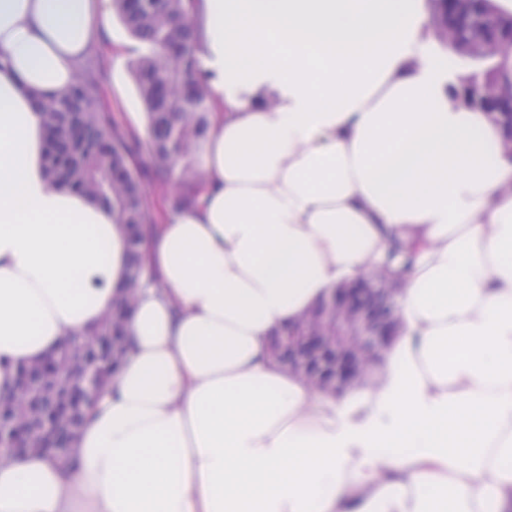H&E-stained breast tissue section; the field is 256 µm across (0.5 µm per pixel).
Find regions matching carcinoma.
I'll list each match as a JSON object with an SVG mask.
<instances>
[{"label":"carcinoma","mask_w":512,"mask_h":512,"mask_svg":"<svg viewBox=\"0 0 512 512\" xmlns=\"http://www.w3.org/2000/svg\"><path fill=\"white\" fill-rule=\"evenodd\" d=\"M195 0H112V10L144 52L132 75L146 114V138L122 127L103 104V69L79 66L62 95L34 98L45 134L48 185L80 194L124 227L128 273L119 301L98 325L70 338L47 362L21 364L14 390L0 396V419L14 425L23 447L73 466L71 443L102 391L112 383L125 353V324L143 280L151 279L147 243L165 212L191 207L200 177L198 159L211 126L210 87L197 56ZM309 311L289 333L313 323L331 335L339 324ZM92 361L95 387L80 372Z\"/></svg>","instance_id":"cac0c4a2"}]
</instances>
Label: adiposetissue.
Listing matches in <instances>:
<instances>
[{
	"mask_svg": "<svg viewBox=\"0 0 512 512\" xmlns=\"http://www.w3.org/2000/svg\"><path fill=\"white\" fill-rule=\"evenodd\" d=\"M106 0H0V394L111 310L120 225L48 187ZM213 122L195 207L149 245L128 355L71 470L0 461V512H512V159L456 98L425 0H199ZM400 266L399 329L344 395L268 356Z\"/></svg>",
	"mask_w": 512,
	"mask_h": 512,
	"instance_id": "ef3b65f1",
	"label": "adipose tissue"
}]
</instances>
